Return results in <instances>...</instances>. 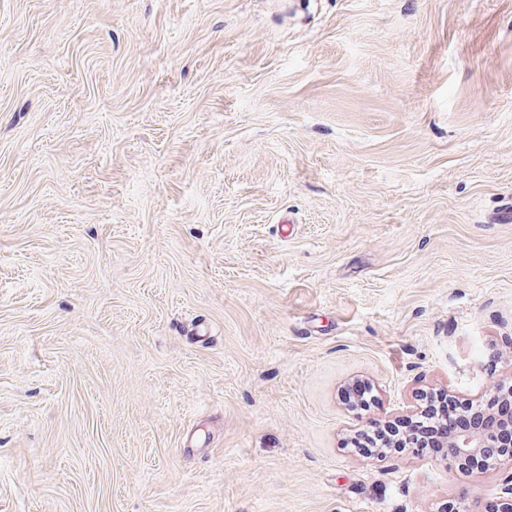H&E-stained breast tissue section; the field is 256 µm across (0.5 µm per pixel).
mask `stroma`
Listing matches in <instances>:
<instances>
[{"label":"stroma","mask_w":512,"mask_h":512,"mask_svg":"<svg viewBox=\"0 0 512 512\" xmlns=\"http://www.w3.org/2000/svg\"><path fill=\"white\" fill-rule=\"evenodd\" d=\"M510 381L512 0H0V512H487L342 440Z\"/></svg>","instance_id":"stroma-1"}]
</instances>
